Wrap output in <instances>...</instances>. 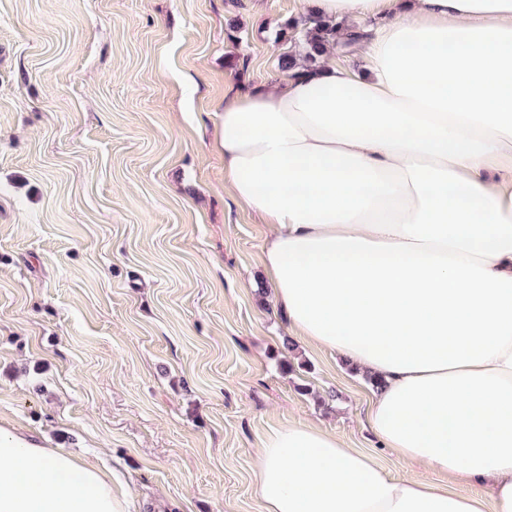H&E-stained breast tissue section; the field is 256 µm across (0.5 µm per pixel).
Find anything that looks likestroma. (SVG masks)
I'll use <instances>...</instances> for the list:
<instances>
[{"label": "stroma", "instance_id": "stroma-1", "mask_svg": "<svg viewBox=\"0 0 512 512\" xmlns=\"http://www.w3.org/2000/svg\"><path fill=\"white\" fill-rule=\"evenodd\" d=\"M304 0H0V426L166 512H260L254 457L316 425L393 476L372 387L294 344L270 228L224 191V95ZM293 370H283V362Z\"/></svg>", "mask_w": 512, "mask_h": 512}]
</instances>
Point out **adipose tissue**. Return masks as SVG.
Instances as JSON below:
<instances>
[{
    "label": "adipose tissue",
    "mask_w": 512,
    "mask_h": 512,
    "mask_svg": "<svg viewBox=\"0 0 512 512\" xmlns=\"http://www.w3.org/2000/svg\"><path fill=\"white\" fill-rule=\"evenodd\" d=\"M377 19L352 50L224 100V188L272 232L271 300L308 346L382 382L390 476L315 425L268 436L263 512H512V0H309ZM109 476L0 428V512H131Z\"/></svg>",
    "instance_id": "obj_1"
}]
</instances>
